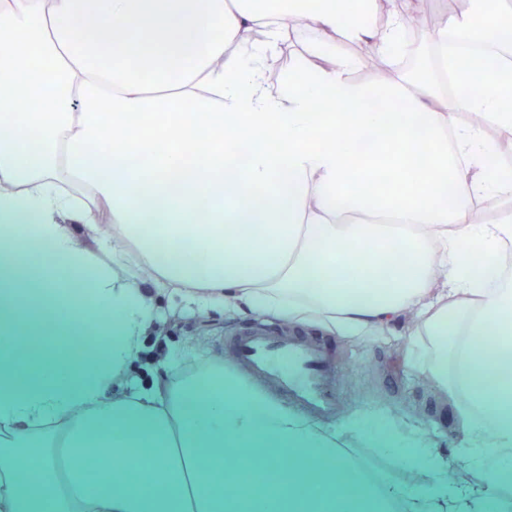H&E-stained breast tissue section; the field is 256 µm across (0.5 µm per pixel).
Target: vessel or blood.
Listing matches in <instances>:
<instances>
[{"label":"vessel or blood","instance_id":"1","mask_svg":"<svg viewBox=\"0 0 512 512\" xmlns=\"http://www.w3.org/2000/svg\"><path fill=\"white\" fill-rule=\"evenodd\" d=\"M224 347L241 370L307 414L332 418L342 412L341 364L332 339L258 321Z\"/></svg>","mask_w":512,"mask_h":512}]
</instances>
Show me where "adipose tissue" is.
Instances as JSON below:
<instances>
[{"label":"adipose tissue","mask_w":512,"mask_h":512,"mask_svg":"<svg viewBox=\"0 0 512 512\" xmlns=\"http://www.w3.org/2000/svg\"><path fill=\"white\" fill-rule=\"evenodd\" d=\"M0 6V512H512V57L479 96L354 79L400 0ZM329 105L314 111V102ZM368 142L405 179L381 192ZM378 336L408 316L461 445L330 426L203 354L132 380L159 296ZM397 454L408 485L355 455ZM470 459L486 480L452 479ZM309 37L302 30H299L294 40L285 49V52L273 75V81L277 82L288 75V70L302 62L307 57Z\"/></svg>","instance_id":"1"}]
</instances>
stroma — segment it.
I'll return each instance as SVG.
<instances>
[{
    "instance_id": "1",
    "label": "stroma",
    "mask_w": 512,
    "mask_h": 512,
    "mask_svg": "<svg viewBox=\"0 0 512 512\" xmlns=\"http://www.w3.org/2000/svg\"><path fill=\"white\" fill-rule=\"evenodd\" d=\"M170 304L174 313L167 319L162 336L145 339L143 363L154 364L169 351L186 354L199 345L210 355L223 354L225 337L255 321L247 314L226 316L220 309L202 315L176 296ZM411 330L410 320L404 318L383 338L336 337L343 364L340 389L346 398L344 411L349 414L378 408L407 417L431 435L440 454L449 456L461 439L456 407L419 371L412 354Z\"/></svg>"
}]
</instances>
